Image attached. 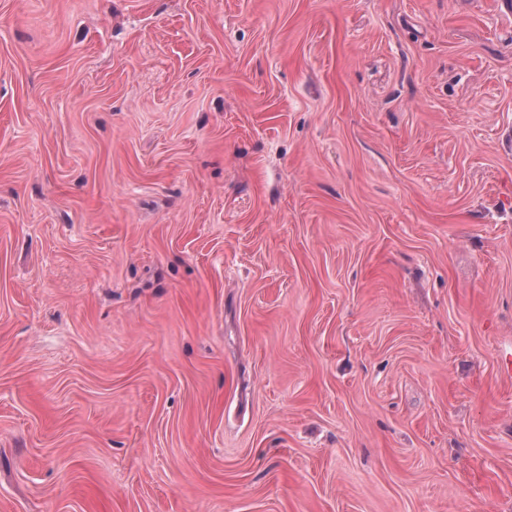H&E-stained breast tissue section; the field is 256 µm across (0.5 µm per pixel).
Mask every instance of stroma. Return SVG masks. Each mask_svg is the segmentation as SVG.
Here are the masks:
<instances>
[{
  "mask_svg": "<svg viewBox=\"0 0 512 512\" xmlns=\"http://www.w3.org/2000/svg\"><path fill=\"white\" fill-rule=\"evenodd\" d=\"M512 13L0 0V512H512Z\"/></svg>",
  "mask_w": 512,
  "mask_h": 512,
  "instance_id": "obj_1",
  "label": "stroma"
}]
</instances>
